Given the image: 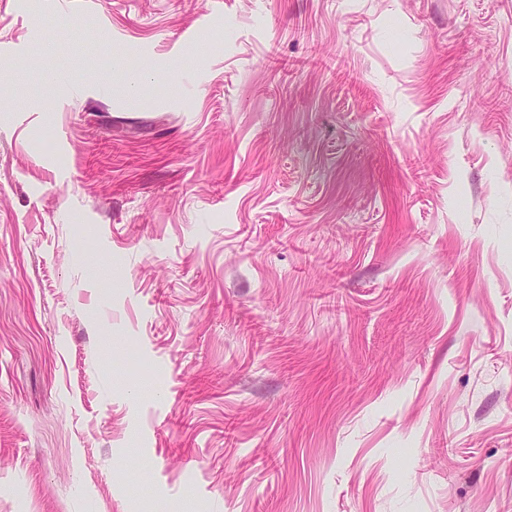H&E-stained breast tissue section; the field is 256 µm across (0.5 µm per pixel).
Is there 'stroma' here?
Listing matches in <instances>:
<instances>
[{"mask_svg": "<svg viewBox=\"0 0 512 512\" xmlns=\"http://www.w3.org/2000/svg\"><path fill=\"white\" fill-rule=\"evenodd\" d=\"M0 69V512H512V0H0Z\"/></svg>", "mask_w": 512, "mask_h": 512, "instance_id": "obj_1", "label": "stroma"}]
</instances>
